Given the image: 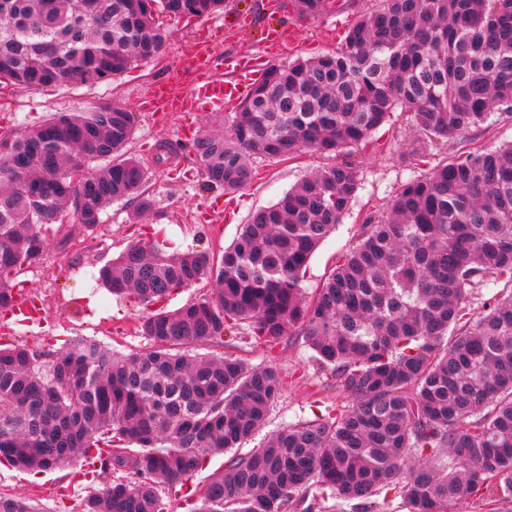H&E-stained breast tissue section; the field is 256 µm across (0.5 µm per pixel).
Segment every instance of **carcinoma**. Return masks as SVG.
I'll return each mask as SVG.
<instances>
[{
	"label": "carcinoma",
	"instance_id": "cac0c4a2",
	"mask_svg": "<svg viewBox=\"0 0 512 512\" xmlns=\"http://www.w3.org/2000/svg\"><path fill=\"white\" fill-rule=\"evenodd\" d=\"M300 19L335 0H289ZM334 53L274 64L241 103L227 135L202 129L187 146L204 186L245 189L257 159L343 155L257 210L218 260L130 244L100 270L115 295L152 308L151 349L112 352L75 338L52 359L0 344V464L62 467L76 454L123 476L79 512H164L160 490L208 457L255 436L283 383L277 367L189 348L247 324L268 346L293 334L332 370L354 403L280 428L232 457L197 512H294L316 488L334 510L384 495L407 512H459L469 499L512 496V292L482 310L469 296L512 287V143L447 157L413 175L387 216L371 215L337 254L313 299L302 281L314 251L361 185L353 154L400 109L421 135L413 160L512 111V0H378ZM0 0V81L19 91L109 80L158 55V18L209 16L224 0ZM135 116L118 103L62 112L0 135V309L11 277L42 256L70 211L99 223L119 199L152 205L147 172L124 153ZM209 279L212 296L167 310L172 294ZM0 512H38L0 495Z\"/></svg>",
	"mask_w": 512,
	"mask_h": 512
}]
</instances>
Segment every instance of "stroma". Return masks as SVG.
Wrapping results in <instances>:
<instances>
[{
    "mask_svg": "<svg viewBox=\"0 0 512 512\" xmlns=\"http://www.w3.org/2000/svg\"><path fill=\"white\" fill-rule=\"evenodd\" d=\"M374 5L375 0H336L332 12L300 20L291 9L271 7L270 0H227L224 12L206 18L165 20L167 39L162 53L112 80L26 92L0 84V134L42 125L58 112H83L102 103L124 105L135 115V134L128 150L143 161L148 172L146 188L154 199L143 214H136V201L118 200L101 213L99 224L67 223L60 234H49L41 259L24 267L14 280L15 291L38 305V318L15 324L8 312L0 311V327H9L8 332L0 330V342L53 353L69 339L82 336L123 354L147 349L150 341L142 336L140 325L148 306L136 294L117 297L97 286L99 268L139 240L221 257L254 211L276 201L303 176L332 164L333 159L303 153L288 160L260 161L256 164L258 176L247 189L235 194L204 190L199 168L180 176L173 174L169 167L154 164V148L160 142L190 143L202 125L217 133L227 130L235 112H184L161 121L143 110L140 94L165 81L198 49L203 30L221 28L225 52L247 55L259 48L269 27L285 26L296 30L299 44L285 50L281 62L313 59L341 48L343 35L336 30L337 22L354 24ZM418 138L408 114L397 111L378 130L371 145L358 151L361 188L341 223L313 254L303 282L306 296H314L337 254L356 245L366 217L389 214L398 187L410 174L426 173V165L410 160ZM509 141L512 113H498L492 125L449 140L448 149H485ZM64 233L70 237L65 245L60 242ZM196 351L201 355L233 353L254 365L275 359L283 392L262 431L266 437L282 426L339 412L353 403L352 395L337 386L330 371L313 358L299 336L286 337L271 350L242 332L219 343L197 346ZM225 460L222 454L210 457L193 477L162 487L166 512H193L211 475L223 469ZM85 464L80 456L69 465L43 472L0 466V495L32 501L39 512H78L82 499L106 479L100 471L94 478H82Z\"/></svg>",
    "mask_w": 512,
    "mask_h": 512,
    "instance_id": "obj_1",
    "label": "stroma"
}]
</instances>
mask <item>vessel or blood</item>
Segmentation results:
<instances>
[{"instance_id": "1", "label": "vessel or blood", "mask_w": 512, "mask_h": 512, "mask_svg": "<svg viewBox=\"0 0 512 512\" xmlns=\"http://www.w3.org/2000/svg\"><path fill=\"white\" fill-rule=\"evenodd\" d=\"M295 35L288 29L273 28L267 33L262 52L246 57L225 54L226 71L239 75L237 83L216 79L210 65H203L201 75L192 88H181L168 93L165 86L157 85L143 94V104L150 112H194L199 109L225 110L231 102L239 100L251 85L260 79L268 62L278 57L293 42Z\"/></svg>"}]
</instances>
